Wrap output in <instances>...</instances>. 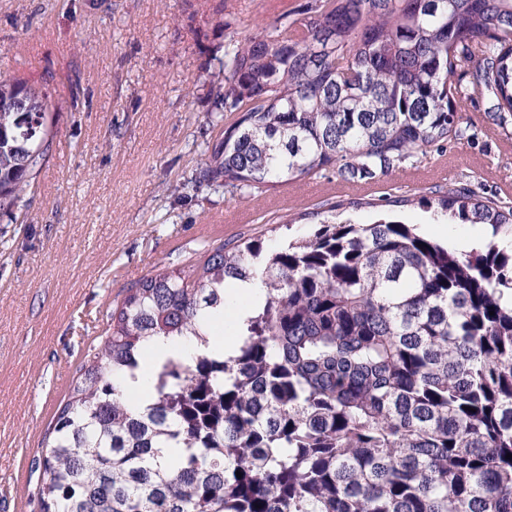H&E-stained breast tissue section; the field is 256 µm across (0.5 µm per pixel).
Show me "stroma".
I'll return each instance as SVG.
<instances>
[{"mask_svg": "<svg viewBox=\"0 0 512 512\" xmlns=\"http://www.w3.org/2000/svg\"><path fill=\"white\" fill-rule=\"evenodd\" d=\"M310 3L0 0V79L47 88L56 117L32 192L0 212V512H39L32 462L126 287L243 234L270 245L308 236L305 212L336 199L332 168L268 191L197 182L236 118L213 111L209 95L222 76L220 21L244 39L287 27ZM459 117L470 137L372 182L375 206L342 218H390L457 246L487 238V225L449 224L414 204L462 175L512 199V139L484 103ZM389 196L410 203L379 205Z\"/></svg>", "mask_w": 512, "mask_h": 512, "instance_id": "1", "label": "stroma"}]
</instances>
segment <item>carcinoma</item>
I'll return each mask as SVG.
<instances>
[{"instance_id": "obj_1", "label": "carcinoma", "mask_w": 512, "mask_h": 512, "mask_svg": "<svg viewBox=\"0 0 512 512\" xmlns=\"http://www.w3.org/2000/svg\"><path fill=\"white\" fill-rule=\"evenodd\" d=\"M222 75L238 118L199 182L374 179L464 137L467 101L512 137V0H315L284 33L229 39ZM51 107L0 81L1 211L46 162ZM424 205L492 239L463 254L399 221H323L132 283L35 460L41 512H512V200L451 182ZM236 281L263 298L234 355L162 359L131 413L149 343L207 344Z\"/></svg>"}]
</instances>
